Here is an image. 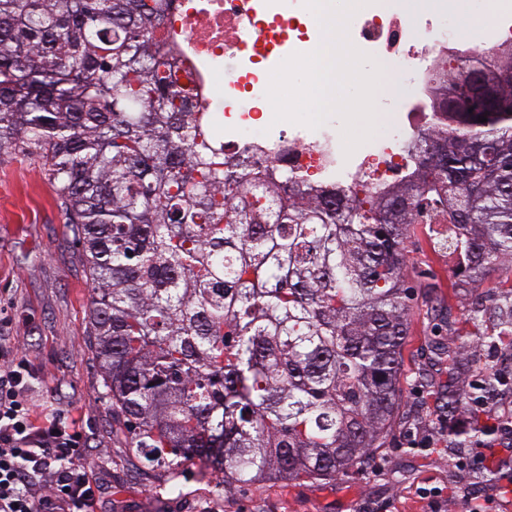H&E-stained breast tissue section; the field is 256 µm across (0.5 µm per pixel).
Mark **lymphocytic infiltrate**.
I'll use <instances>...</instances> for the list:
<instances>
[{"label":"lymphocytic infiltrate","mask_w":512,"mask_h":512,"mask_svg":"<svg viewBox=\"0 0 512 512\" xmlns=\"http://www.w3.org/2000/svg\"><path fill=\"white\" fill-rule=\"evenodd\" d=\"M35 379L15 337L0 328V512H93L82 435L39 408Z\"/></svg>","instance_id":"1"}]
</instances>
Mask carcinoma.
I'll use <instances>...</instances> for the list:
<instances>
[{"instance_id":"1","label":"carcinoma","mask_w":512,"mask_h":512,"mask_svg":"<svg viewBox=\"0 0 512 512\" xmlns=\"http://www.w3.org/2000/svg\"><path fill=\"white\" fill-rule=\"evenodd\" d=\"M169 0H0V156L44 161L92 287L90 345L145 467L223 482L363 465L401 408L415 224H452L453 275L498 290L464 315L512 340V56L453 71L448 123L386 198L226 161L158 37ZM486 117L480 122L478 118ZM438 347L454 370L474 333ZM455 444L486 437L448 429Z\"/></svg>"}]
</instances>
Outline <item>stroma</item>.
Listing matches in <instances>:
<instances>
[{"instance_id":"stroma-1","label":"stroma","mask_w":512,"mask_h":512,"mask_svg":"<svg viewBox=\"0 0 512 512\" xmlns=\"http://www.w3.org/2000/svg\"><path fill=\"white\" fill-rule=\"evenodd\" d=\"M437 224L410 231L406 276L418 300L401 354L402 406L394 429L369 464L331 479L274 484L223 485L199 460L176 473L151 471L130 451L131 442L111 404L103 399L102 376L88 338L92 290L63 223L56 192L41 160L21 152L0 156V315L13 321L19 344L38 373L36 397L51 402L83 436L98 487L95 512H461L457 499L426 497L422 488H472V468H455L474 448L448 447L456 416L437 407L424 377L447 381L435 349L450 343L448 329L426 314L433 299L462 319L473 300L489 296L498 282L493 270L477 288L463 287L451 270L456 256L437 247ZM456 379L470 393L487 369L512 374V358L473 338Z\"/></svg>"}]
</instances>
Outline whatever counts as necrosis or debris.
<instances>
[{
	"label": "necrosis or debris",
	"mask_w": 512,
	"mask_h": 512,
	"mask_svg": "<svg viewBox=\"0 0 512 512\" xmlns=\"http://www.w3.org/2000/svg\"><path fill=\"white\" fill-rule=\"evenodd\" d=\"M348 34L392 67L389 90L375 98L389 124L349 156L339 118L316 130L277 123L266 97L271 71L321 41L303 0H172L160 30L174 80L230 160L272 161L326 190L350 192L368 179L385 194L416 170L422 136L441 118L436 89L446 73L478 66L486 50L512 49V14H476L471 0H372Z\"/></svg>",
	"instance_id": "4bbe7bcc"
}]
</instances>
